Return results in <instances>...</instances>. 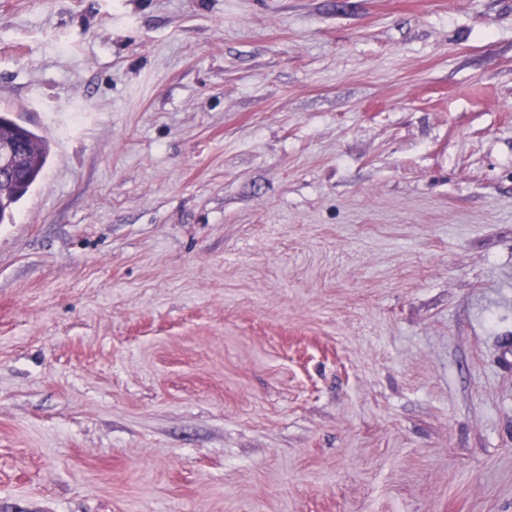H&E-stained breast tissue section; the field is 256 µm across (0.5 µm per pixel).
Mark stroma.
Wrapping results in <instances>:
<instances>
[{"mask_svg": "<svg viewBox=\"0 0 512 512\" xmlns=\"http://www.w3.org/2000/svg\"><path fill=\"white\" fill-rule=\"evenodd\" d=\"M0 112V512H512V0H0ZM0 142L16 146L8 166L12 184H3L0 190V224L13 220L14 206L28 193L42 173L49 156L48 140L19 125L10 113L0 112Z\"/></svg>", "mask_w": 512, "mask_h": 512, "instance_id": "obj_1", "label": "stroma"}]
</instances>
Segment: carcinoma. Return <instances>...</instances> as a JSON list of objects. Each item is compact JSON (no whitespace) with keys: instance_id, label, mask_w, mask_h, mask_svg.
<instances>
[{"instance_id":"cac0c4a2","label":"carcinoma","mask_w":512,"mask_h":512,"mask_svg":"<svg viewBox=\"0 0 512 512\" xmlns=\"http://www.w3.org/2000/svg\"><path fill=\"white\" fill-rule=\"evenodd\" d=\"M0 142L16 146L9 162L13 183L0 186V224L13 220L14 206L42 173L49 156L48 140L19 125L8 112H0Z\"/></svg>"}]
</instances>
